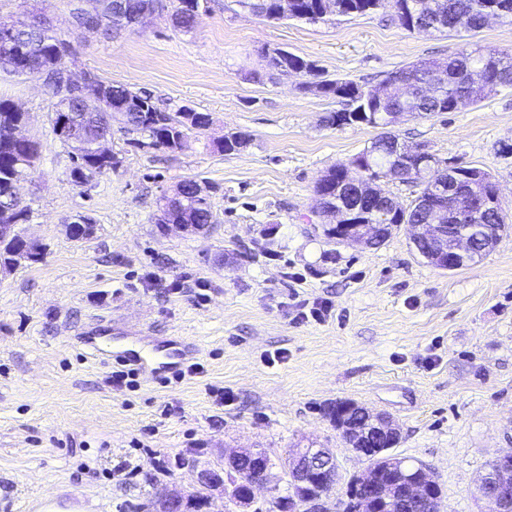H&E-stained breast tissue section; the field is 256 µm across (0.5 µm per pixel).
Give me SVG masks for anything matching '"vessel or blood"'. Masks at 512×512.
Returning <instances> with one entry per match:
<instances>
[{"label": "vessel or blood", "instance_id": "1", "mask_svg": "<svg viewBox=\"0 0 512 512\" xmlns=\"http://www.w3.org/2000/svg\"><path fill=\"white\" fill-rule=\"evenodd\" d=\"M91 357L99 362H113L134 370L150 381H160L183 370L195 362L199 353L197 344L188 337L174 336L154 344V355H146L142 346L147 338L135 334L123 343L109 344L99 322L90 323L77 338Z\"/></svg>", "mask_w": 512, "mask_h": 512}]
</instances>
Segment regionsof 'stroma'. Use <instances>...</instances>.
<instances>
[{
	"instance_id": "obj_1",
	"label": "stroma",
	"mask_w": 512,
	"mask_h": 512,
	"mask_svg": "<svg viewBox=\"0 0 512 512\" xmlns=\"http://www.w3.org/2000/svg\"><path fill=\"white\" fill-rule=\"evenodd\" d=\"M200 2L188 32L157 13L91 36L72 21L78 0H0V22L37 15L69 41L72 75L211 118L175 151L133 147L113 126L118 166L77 186L48 90L0 71V98L40 144L20 192L32 208L27 232L47 247L43 261L0 275V512H40L50 498L80 512H147L169 490L195 492L186 461L213 464L230 448H262L277 463L311 442L334 451L347 479L365 464L324 414L339 400L390 416L396 454L441 485V512H482L477 480L512 451V88L393 128L498 182L507 231L482 261L448 272L414 252L405 224L376 249L324 235L317 179L378 130L327 125L336 100L272 75L265 54L282 48L327 78L374 87L468 41L512 52V24L430 36L404 30L388 9L313 25L266 20L236 0ZM235 131L251 144L225 154L218 144ZM186 179L211 186L215 222L204 233L162 231L158 200ZM83 216L95 233L73 240L66 226ZM322 302L324 320L298 319L301 305ZM95 317L115 336L193 339L204 373L113 386L111 366L75 339ZM221 389L232 401L220 402Z\"/></svg>"
}]
</instances>
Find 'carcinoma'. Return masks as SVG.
Masks as SVG:
<instances>
[{
	"mask_svg": "<svg viewBox=\"0 0 512 512\" xmlns=\"http://www.w3.org/2000/svg\"><path fill=\"white\" fill-rule=\"evenodd\" d=\"M295 5L288 15L293 20L310 24L326 23L333 14L322 10L321 0H294ZM338 15L352 16L365 14L380 8L393 10L394 19L409 32L438 31L476 32L485 27L491 9L499 10L501 17L512 18V0H336ZM199 0H193V11L184 12L176 5V0H168L169 10L174 17L176 28L189 31L198 22ZM14 50L6 49L0 37V68L17 76L33 73H51L59 63L58 48L67 47L69 42L44 28L21 27L14 35ZM267 66L278 76L291 73L310 76L315 81L305 82L302 88L311 89L318 85L325 90L324 96L332 97L342 105L328 117L336 126L365 123L382 129L362 155L371 159L363 169H358L353 178L364 180L377 188L376 194L366 199L361 208L367 213L366 221L372 222L386 217L395 224H424L427 222L424 203L435 196L437 185L442 182L438 176L441 168L439 161L432 160L422 168H417V159L410 156L393 154L389 146L398 136L388 129L387 113L404 112L414 117H427L437 112L454 111L455 103L466 98L475 103L502 87L512 86V54L494 48H471L464 46L455 56L444 60L447 75L445 80L434 82L431 74L436 60H421L398 71L390 73L375 89H365L352 80L321 79L316 65L293 53L286 57L266 56ZM107 87V106L109 112L119 113V120L137 127V132L152 141L155 147L175 150L171 139H178L185 131L182 121V109L168 112L157 106L151 94L145 91H132L123 85L105 83L100 78L89 86L88 92L99 93ZM54 106H61L74 112L78 119L80 136L84 143V154L73 161L69 171L70 179L78 186L86 184L90 178L112 170L119 164L115 154L102 155L95 149V142L112 135V124L105 115L86 108L79 109L73 99L67 97V91L60 87L51 88ZM23 114L12 110V103L0 98V224L23 225L29 221L30 208L25 201L15 195L4 196L12 182L27 176L33 169L39 156V143L32 141L23 144L13 139L12 127ZM399 167L405 171L401 180L420 187L414 205L408 209L392 211L394 198L379 188V182L390 178V170ZM464 174L481 176L486 198L495 196L497 182L493 176L482 169L465 166ZM348 176L345 163H338L328 169L316 182L315 193L336 196V185ZM182 197L180 203H171L168 198L160 200L155 223L195 224L202 232L214 223L210 196L199 190L194 179H185L179 183ZM448 210L459 217L460 224H479L493 230L504 223L503 217L487 210L475 215V202L465 196L448 197ZM38 250V245L22 235L0 245V261L10 262L22 249ZM399 443L395 436L385 442L378 451L366 458L367 469L376 473L372 493L381 496L383 485L396 479V474L385 472V468L394 454L391 450ZM290 492L274 502L277 512H295L296 498L299 492L289 485ZM208 496L203 490L188 495L180 504V512H200L207 503Z\"/></svg>",
	"mask_w": 512,
	"mask_h": 512,
	"instance_id": "1",
	"label": "carcinoma"
}]
</instances>
